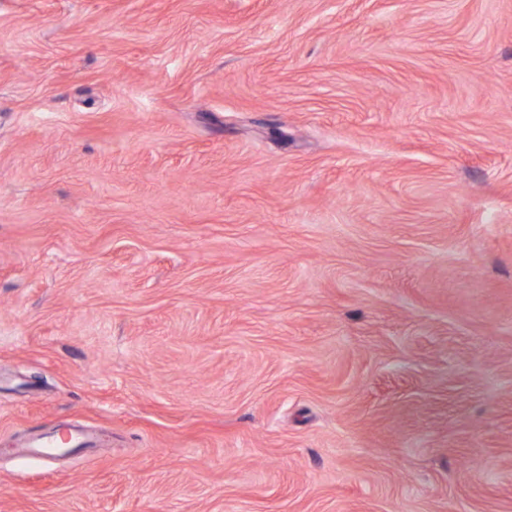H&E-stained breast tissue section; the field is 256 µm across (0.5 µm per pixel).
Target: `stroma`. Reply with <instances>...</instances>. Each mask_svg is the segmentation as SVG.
<instances>
[{"label":"stroma","mask_w":512,"mask_h":512,"mask_svg":"<svg viewBox=\"0 0 512 512\" xmlns=\"http://www.w3.org/2000/svg\"><path fill=\"white\" fill-rule=\"evenodd\" d=\"M0 512H512V0H0Z\"/></svg>","instance_id":"obj_1"}]
</instances>
